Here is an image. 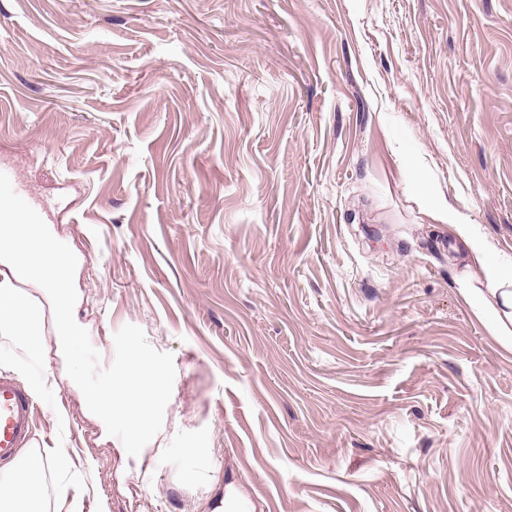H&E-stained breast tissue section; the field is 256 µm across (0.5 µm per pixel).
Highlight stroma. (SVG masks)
<instances>
[{"instance_id": "1", "label": "stroma", "mask_w": 512, "mask_h": 512, "mask_svg": "<svg viewBox=\"0 0 512 512\" xmlns=\"http://www.w3.org/2000/svg\"><path fill=\"white\" fill-rule=\"evenodd\" d=\"M1 170L101 367L134 324L176 371L129 456L23 282L51 512H512V333L433 218L512 267V0H0Z\"/></svg>"}]
</instances>
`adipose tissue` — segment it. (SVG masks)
I'll return each instance as SVG.
<instances>
[{"mask_svg":"<svg viewBox=\"0 0 512 512\" xmlns=\"http://www.w3.org/2000/svg\"><path fill=\"white\" fill-rule=\"evenodd\" d=\"M446 224L465 258V275L472 280L484 281L498 304V323H512V269L493 263L488 243L478 238L470 220L453 206H446L435 215Z\"/></svg>","mask_w":512,"mask_h":512,"instance_id":"obj_1","label":"adipose tissue"}]
</instances>
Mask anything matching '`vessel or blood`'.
<instances>
[{"label":"vessel or blood","instance_id":"vessel-or-blood-1","mask_svg":"<svg viewBox=\"0 0 512 512\" xmlns=\"http://www.w3.org/2000/svg\"><path fill=\"white\" fill-rule=\"evenodd\" d=\"M37 405L12 378L0 375V461L13 459L29 439Z\"/></svg>","mask_w":512,"mask_h":512}]
</instances>
